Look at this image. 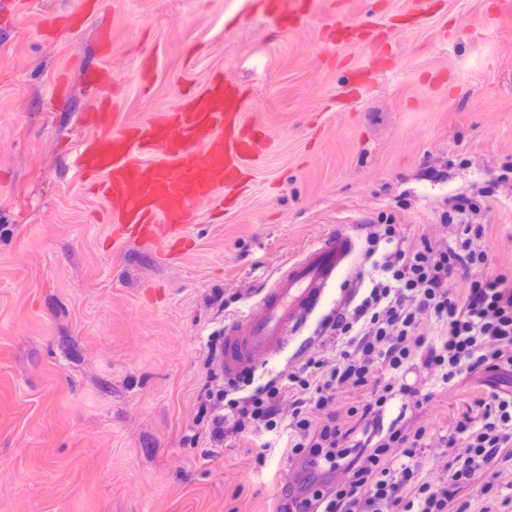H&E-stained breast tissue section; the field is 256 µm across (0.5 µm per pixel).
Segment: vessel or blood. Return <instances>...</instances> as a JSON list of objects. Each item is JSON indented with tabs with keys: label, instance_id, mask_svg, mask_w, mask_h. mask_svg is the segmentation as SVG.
Returning a JSON list of instances; mask_svg holds the SVG:
<instances>
[{
	"label": "vessel or blood",
	"instance_id": "vessel-or-blood-1",
	"mask_svg": "<svg viewBox=\"0 0 512 512\" xmlns=\"http://www.w3.org/2000/svg\"><path fill=\"white\" fill-rule=\"evenodd\" d=\"M264 3L292 28L301 27L314 6L313 0ZM96 9V0H77L47 25L78 30ZM82 79L96 104L82 116L90 134L77 165L108 204L113 240L159 244L167 254H181V231L197 221L202 207L245 192L244 171L269 150L268 135L247 118L237 84L220 75L189 93L178 110L137 124L117 120L113 99L122 79L110 67L87 66ZM355 250L356 236L344 227L287 261L248 310L225 324V379H238L287 350Z\"/></svg>",
	"mask_w": 512,
	"mask_h": 512
}]
</instances>
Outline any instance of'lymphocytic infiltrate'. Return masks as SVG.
Wrapping results in <instances>:
<instances>
[{"label":"lymphocytic infiltrate","mask_w":512,"mask_h":512,"mask_svg":"<svg viewBox=\"0 0 512 512\" xmlns=\"http://www.w3.org/2000/svg\"><path fill=\"white\" fill-rule=\"evenodd\" d=\"M491 192L457 198L448 240L407 246L396 225L372 232L365 259L384 276L326 319L340 350L314 347L300 366L202 395L212 441L271 433L300 462L278 512H512V389L478 400L436 438L405 422L433 386L512 373V274L490 271L486 227L472 221ZM415 362L432 388L404 382ZM364 388L367 399L341 408V393Z\"/></svg>","instance_id":"f902f5d3"}]
</instances>
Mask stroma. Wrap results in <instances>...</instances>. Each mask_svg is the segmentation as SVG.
Returning a JSON list of instances; mask_svg holds the SVG:
<instances>
[{"label":"stroma","mask_w":512,"mask_h":512,"mask_svg":"<svg viewBox=\"0 0 512 512\" xmlns=\"http://www.w3.org/2000/svg\"><path fill=\"white\" fill-rule=\"evenodd\" d=\"M74 2L0 0V512H276L285 449L259 467L261 437L217 445L200 417L211 339L350 225L356 251L298 343L318 340L378 219L408 244L446 238L453 196L512 170V0H429L419 21L415 0H314L287 30L248 0H104L82 31L44 33ZM355 20L369 40L324 51ZM97 59L124 78L120 122L175 110L221 72L272 140L247 194L223 221L201 210L179 258L113 241L75 166L93 105L80 72ZM482 221L492 268L512 269V180ZM490 379L433 389L408 424L446 433Z\"/></svg>","instance_id":"1"}]
</instances>
